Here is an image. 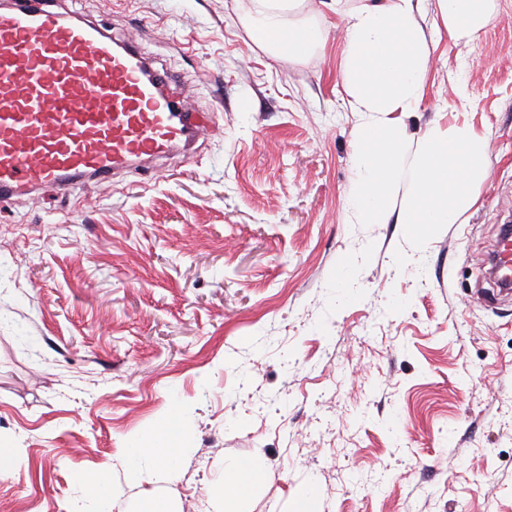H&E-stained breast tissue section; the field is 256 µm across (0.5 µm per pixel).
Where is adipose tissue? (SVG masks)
<instances>
[{
    "instance_id": "ef3b65f1",
    "label": "adipose tissue",
    "mask_w": 512,
    "mask_h": 512,
    "mask_svg": "<svg viewBox=\"0 0 512 512\" xmlns=\"http://www.w3.org/2000/svg\"><path fill=\"white\" fill-rule=\"evenodd\" d=\"M254 2L261 22L251 34L261 45L288 54L316 46V29L286 21L305 0ZM493 13V0H437L439 28L464 43L490 25ZM425 18L424 0H359L345 13L343 83L350 110L367 117L353 157L349 204L354 223H387L397 207L401 223L425 231L435 224L459 223L478 201L474 186L487 169V141L465 126L434 127L424 134L411 170V190L403 203L394 198L393 178L407 151L400 116L421 100L430 64ZM183 445L176 415L167 416L154 433L128 448V474L167 479ZM265 479L253 462L234 463L224 478L219 512H241L242 501Z\"/></svg>"
}]
</instances>
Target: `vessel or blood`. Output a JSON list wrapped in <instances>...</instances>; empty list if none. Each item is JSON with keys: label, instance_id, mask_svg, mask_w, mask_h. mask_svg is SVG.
<instances>
[{"label": "vessel or blood", "instance_id": "vessel-or-blood-1", "mask_svg": "<svg viewBox=\"0 0 512 512\" xmlns=\"http://www.w3.org/2000/svg\"><path fill=\"white\" fill-rule=\"evenodd\" d=\"M171 78L60 0L0 6V195L106 176L199 135Z\"/></svg>", "mask_w": 512, "mask_h": 512}]
</instances>
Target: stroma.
I'll return each mask as SVG.
<instances>
[{
  "label": "stroma",
  "instance_id": "1",
  "mask_svg": "<svg viewBox=\"0 0 512 512\" xmlns=\"http://www.w3.org/2000/svg\"><path fill=\"white\" fill-rule=\"evenodd\" d=\"M132 38L206 113L173 152L104 180L0 198V446L25 465L0 512H64L105 472L110 512L157 496L217 512L226 466L267 473L243 512H512V299L486 257L512 225V0L471 45L447 33L419 107L489 139L456 224H356L361 117L341 77L335 4L302 16L300 57L253 41L252 0H65ZM464 86L469 106L453 94ZM180 409L170 477L131 481L128 444Z\"/></svg>",
  "mask_w": 512,
  "mask_h": 512
}]
</instances>
